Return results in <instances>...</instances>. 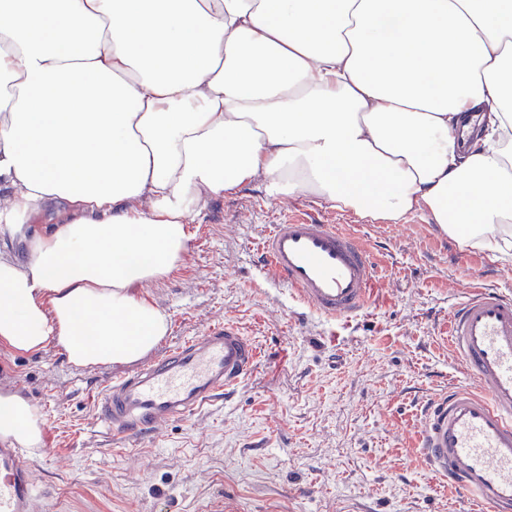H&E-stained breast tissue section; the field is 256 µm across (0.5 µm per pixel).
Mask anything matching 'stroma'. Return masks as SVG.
Returning a JSON list of instances; mask_svg holds the SVG:
<instances>
[{
	"instance_id": "1",
	"label": "stroma",
	"mask_w": 512,
	"mask_h": 512,
	"mask_svg": "<svg viewBox=\"0 0 512 512\" xmlns=\"http://www.w3.org/2000/svg\"><path fill=\"white\" fill-rule=\"evenodd\" d=\"M298 211L347 226L376 258L361 316L326 322L257 266L272 225ZM189 232L176 270L141 290L170 320L158 351L231 321L261 359L234 396L123 443L95 405L126 365H76L53 345L0 348V393L23 396L54 426L19 451L38 512H203L217 498L224 512H476L419 456L414 420L465 381L446 329L472 267L512 295V254L475 264L426 212L393 224L308 194L270 197L259 181L210 201Z\"/></svg>"
}]
</instances>
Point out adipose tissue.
Instances as JSON below:
<instances>
[{"instance_id":"ef3b65f1","label":"adipose tissue","mask_w":512,"mask_h":512,"mask_svg":"<svg viewBox=\"0 0 512 512\" xmlns=\"http://www.w3.org/2000/svg\"><path fill=\"white\" fill-rule=\"evenodd\" d=\"M511 63L512 0H0V348L152 351L138 288L258 180L511 253ZM42 436L0 395V442Z\"/></svg>"}]
</instances>
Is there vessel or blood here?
Segmentation results:
<instances>
[{
    "instance_id": "b4317fda",
    "label": "vessel or blood",
    "mask_w": 512,
    "mask_h": 512,
    "mask_svg": "<svg viewBox=\"0 0 512 512\" xmlns=\"http://www.w3.org/2000/svg\"><path fill=\"white\" fill-rule=\"evenodd\" d=\"M262 265L327 321L370 305L379 267L355 236L297 214L274 224L260 250ZM448 343L466 384L424 405L420 453L449 489L482 512H512V295L474 286L452 309ZM260 350L232 323L211 325L114 378L97 400L100 420L116 438L157 431L239 387ZM35 487L10 446L0 447V512H32Z\"/></svg>"
}]
</instances>
